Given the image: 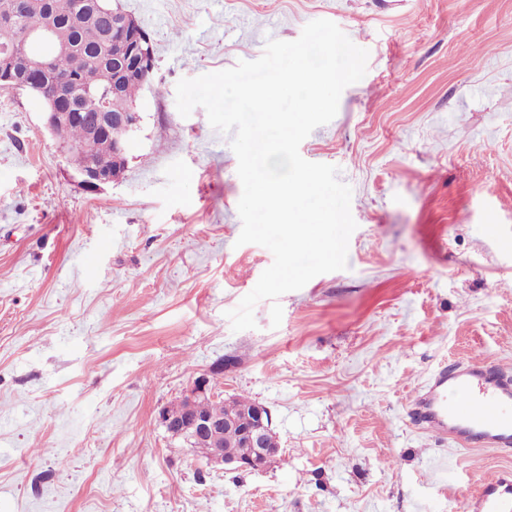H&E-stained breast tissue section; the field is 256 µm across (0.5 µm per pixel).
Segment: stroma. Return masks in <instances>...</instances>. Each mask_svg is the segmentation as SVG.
<instances>
[{
  "label": "stroma",
  "mask_w": 512,
  "mask_h": 512,
  "mask_svg": "<svg viewBox=\"0 0 512 512\" xmlns=\"http://www.w3.org/2000/svg\"><path fill=\"white\" fill-rule=\"evenodd\" d=\"M154 48L127 163L90 192L37 101L0 91V512H465L491 448L424 432L442 366L512 372V0H116ZM326 19L367 72L300 145L338 167L347 267L235 309L271 266L238 244L228 134L183 78ZM209 375L269 409L282 456L210 467L159 416Z\"/></svg>",
  "instance_id": "stroma-1"
}]
</instances>
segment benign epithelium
Masks as SVG:
<instances>
[{
	"label": "benign epithelium",
	"mask_w": 512,
	"mask_h": 512,
	"mask_svg": "<svg viewBox=\"0 0 512 512\" xmlns=\"http://www.w3.org/2000/svg\"><path fill=\"white\" fill-rule=\"evenodd\" d=\"M46 0H18L13 7H0V25H13L17 21L18 11L29 8H43ZM109 14L111 29L107 38L116 34L127 44V52L119 60L112 62L108 70L107 87L112 93H118L123 84L140 77L144 71L153 67L154 55L150 38L138 21L120 8L106 9L101 0H83L80 15L87 13ZM78 53L70 31L56 21H50L43 29L25 35L18 45L0 44V87L19 93H25L37 100L45 114L46 126L57 139L66 154L78 151L67 141L66 121L76 117L84 120L92 133L109 134L116 141V152L126 153V138L139 121L138 112H111L100 99H94L90 91H85L80 99H73L68 85L62 83L56 92L49 95L41 83V76L49 62L62 60L68 70L80 66ZM78 182L90 189H96L116 180L112 170L104 168L92 159L84 161L82 167L75 170ZM211 380L203 376L197 379L186 391L184 416L176 429L170 431L173 437H182L189 443H204L206 461L210 466L233 465L237 469H263L274 459L273 449L266 447L267 435L271 433L273 422L270 411L263 405L253 407L251 414L237 418L234 423L241 426L251 456L247 459L224 455V421L217 418L202 417L195 411V399L203 395L214 394Z\"/></svg>",
	"instance_id": "7a95c632"
}]
</instances>
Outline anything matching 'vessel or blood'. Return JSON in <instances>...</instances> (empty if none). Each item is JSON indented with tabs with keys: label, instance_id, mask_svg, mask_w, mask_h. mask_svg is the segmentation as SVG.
Instances as JSON below:
<instances>
[{
	"label": "vessel or blood",
	"instance_id": "1",
	"mask_svg": "<svg viewBox=\"0 0 512 512\" xmlns=\"http://www.w3.org/2000/svg\"><path fill=\"white\" fill-rule=\"evenodd\" d=\"M423 429L465 448L512 451V376L472 361L443 369L412 399ZM468 512H512V470L483 478Z\"/></svg>",
	"mask_w": 512,
	"mask_h": 512
}]
</instances>
